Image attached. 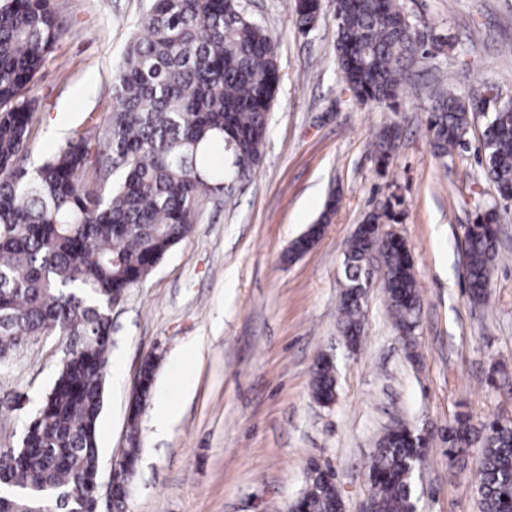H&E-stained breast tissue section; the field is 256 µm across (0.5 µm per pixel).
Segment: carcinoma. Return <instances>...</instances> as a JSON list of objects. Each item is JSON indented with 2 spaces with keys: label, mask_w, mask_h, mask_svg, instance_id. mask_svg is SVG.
<instances>
[{
  "label": "carcinoma",
  "mask_w": 512,
  "mask_h": 512,
  "mask_svg": "<svg viewBox=\"0 0 512 512\" xmlns=\"http://www.w3.org/2000/svg\"><path fill=\"white\" fill-rule=\"evenodd\" d=\"M294 9L307 29L320 0H295ZM335 11L347 89L362 103L396 106L426 42L397 0H336ZM63 35L48 0H0V365L32 336L58 331L83 339L66 349L25 454L0 452V512H77L90 501L112 300L141 284L191 234L202 201L251 179L280 81L275 36L244 16L237 0H152L113 82L115 105L96 160L105 176L89 192L82 183L86 129L33 171L22 164L32 112L26 92ZM482 111L481 102L441 98L427 119L434 154H452ZM397 138L394 127L380 131L378 161H386ZM482 145L487 176L501 197L512 198L511 98L494 104ZM477 209L464 269L470 299L483 303L499 255L498 214L494 205ZM376 252L395 329L409 334L419 324L420 293L405 242L357 231L345 245L338 307L352 349L363 338L362 288ZM310 386L319 403L336 401L332 360H316ZM446 440L453 461L476 450L480 512H512V421L476 426L462 414L448 424ZM427 451L428 439L407 425L387 430L369 466L374 512H416V477ZM343 509L335 477L310 466L293 512Z\"/></svg>",
  "instance_id": "obj_1"
}]
</instances>
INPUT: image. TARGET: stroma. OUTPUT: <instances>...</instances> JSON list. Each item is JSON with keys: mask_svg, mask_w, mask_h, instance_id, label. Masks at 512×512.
I'll return each instance as SVG.
<instances>
[{"mask_svg": "<svg viewBox=\"0 0 512 512\" xmlns=\"http://www.w3.org/2000/svg\"><path fill=\"white\" fill-rule=\"evenodd\" d=\"M299 32L294 0H239L244 15L278 35L280 83L263 157L229 199L204 201L192 234L112 312L99 471L108 478L137 426L140 454L125 512H289L310 463L331 469L344 512H366L368 468L386 428L402 421L431 436L417 481L418 512H477L473 461L449 463L442 437L456 414L479 423L512 418V202L485 176L479 131L451 156H433L426 130L434 101L512 97V0H400L434 46L414 63L398 111L356 102L335 51V0H320ZM64 27L30 92L24 164L32 168L94 120L101 137L112 81L149 0H50ZM400 129L388 165L373 143ZM340 198L307 252L290 244L316 222L330 191ZM497 202L499 252L485 305L464 279V233L476 207ZM405 239L421 295L412 348L393 327L381 281L369 288L364 340L348 350L339 323L347 240L366 214ZM68 339L50 332L0 370V448L21 445L53 385ZM337 366L338 392L312 396L315 358ZM158 356L152 400L180 404L165 432L150 409L129 420L141 363ZM196 385L181 396L178 380Z\"/></svg>", "mask_w": 512, "mask_h": 512, "instance_id": "stroma-1", "label": "stroma"}]
</instances>
